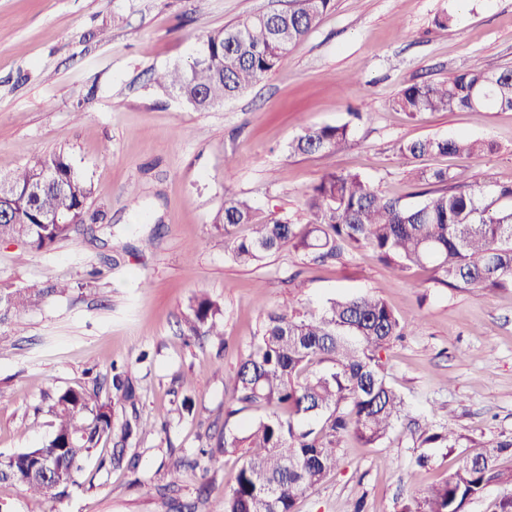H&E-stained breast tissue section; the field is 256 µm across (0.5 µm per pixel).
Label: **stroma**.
Segmentation results:
<instances>
[{
  "mask_svg": "<svg viewBox=\"0 0 512 512\" xmlns=\"http://www.w3.org/2000/svg\"><path fill=\"white\" fill-rule=\"evenodd\" d=\"M286 64L224 105L196 111L150 81L188 63L210 31L280 7V0H0V178L52 153L68 155L93 185V231L25 255L0 242V288L97 277L90 287L18 312L0 341V454L45 443L48 399L68 388L112 385L131 365L133 403L113 397L115 422L139 416L151 433L131 440L120 465L92 455L58 501L0 485V512H156L172 464L187 472L181 502L208 498L220 512L240 455L199 456L208 425L240 432L259 409L237 410L230 380L267 312L321 309L327 299L374 293L414 324L382 354L408 417L376 447L342 445L344 463L300 495L297 512H400L444 479L457 451L422 439L452 426L461 439H512V287L460 291L428 268L400 271L347 248L319 264L285 247L242 264L212 228L225 197L248 200L257 221L306 223V194L329 172L358 173L404 205L420 202L417 169L461 181L512 184V111L476 121L466 111L396 110L409 84L460 71L512 68V0H332ZM451 15L454 33L435 20ZM351 123L338 151L295 154L310 126ZM462 134L491 151L410 163L401 142ZM136 187L130 199L127 187ZM221 309L224 340L183 335L190 298ZM193 414L178 415L183 397ZM430 462L416 464L420 453Z\"/></svg>",
  "mask_w": 512,
  "mask_h": 512,
  "instance_id": "35a3bbf8",
  "label": "stroma"
}]
</instances>
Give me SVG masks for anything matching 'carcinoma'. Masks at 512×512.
<instances>
[{"instance_id":"carcinoma-1","label":"carcinoma","mask_w":512,"mask_h":512,"mask_svg":"<svg viewBox=\"0 0 512 512\" xmlns=\"http://www.w3.org/2000/svg\"><path fill=\"white\" fill-rule=\"evenodd\" d=\"M332 0H288V12L272 9L237 25L209 32L199 44L205 59L185 67L154 71L151 81L197 111L224 104L278 70L291 49L330 9ZM393 105L419 112L471 113L481 121L495 109L512 110V69L469 70L446 81L412 83ZM352 135L348 124L313 126L290 145L294 153L331 152ZM483 141L465 137L420 138L399 145L406 160L432 154L466 153L480 157ZM418 180L430 186L425 199L408 206L386 197L358 174L327 173L307 193L308 219L255 221L248 201L231 196L213 220V228L230 242L229 257L251 263L289 245L314 261L340 260L348 245L376 252L402 271L431 268L437 283L452 289L512 286V186L478 181L459 183L446 169L423 170ZM11 209L0 220V241L21 242L30 249L51 248L71 234L69 225L84 223L91 183L79 175L63 153L41 156L0 180ZM251 226L247 237L235 228ZM71 289L67 281L0 288V322L20 311L38 308L48 298ZM218 304L204 293L191 298L185 317L192 336H209L224 344ZM401 319L374 294L332 299L319 311L281 309L267 315L230 388L242 408L265 414L240 433L221 431L215 447L238 453L243 462L235 484L224 494V512H294L296 499L335 473L343 462L342 441L353 436L374 447L402 419V397L387 379L380 357L395 338L405 335ZM320 369L311 371L312 364ZM112 387L134 400L128 372L112 375ZM53 433L41 446L4 457L0 484H20L31 495L56 501L76 485L85 460L114 433L112 400L101 387L67 389L48 404ZM132 434L130 420L114 442L111 463L122 461L120 447ZM458 435L448 427L427 435L422 444L452 449ZM512 455V440L496 444L469 440L457 466L403 512H464L471 499L488 487H508L493 512H512V471L500 459ZM178 462L170 480L157 486L163 512H200L205 502L178 500Z\"/></svg>"}]
</instances>
